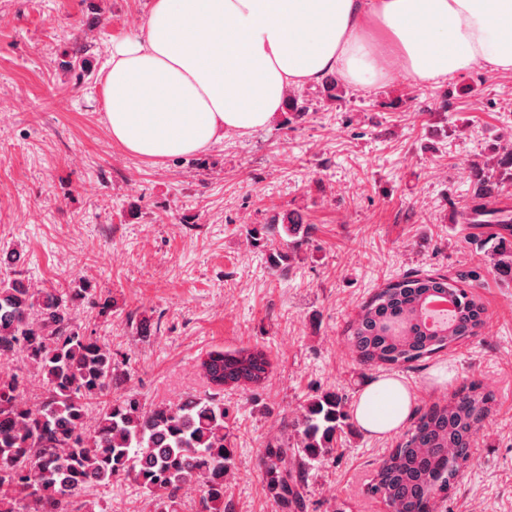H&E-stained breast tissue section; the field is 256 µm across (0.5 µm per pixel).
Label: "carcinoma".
<instances>
[{
    "label": "carcinoma",
    "instance_id": "obj_1",
    "mask_svg": "<svg viewBox=\"0 0 512 512\" xmlns=\"http://www.w3.org/2000/svg\"><path fill=\"white\" fill-rule=\"evenodd\" d=\"M473 205L467 223L486 229L494 243L489 265L512 272V213L485 206L512 183V148L473 171ZM301 222L279 225L273 217L266 235L295 234ZM485 266L460 274H410L390 281L366 302L347 326L355 358L370 367H400L431 357L477 335L487 309L475 289ZM85 289L29 288L0 278V512H96L84 499L93 485L114 479L134 482L150 497L152 512H185L181 491L196 492L192 512H229L224 476L235 465L226 430L223 387L258 385L270 363L261 350H212L201 362L214 392L175 404H148L127 391L130 373L112 347L81 330L70 304ZM456 299L450 323L427 326L426 304ZM43 391L30 395L33 378ZM496 404L494 393L470 382L444 404L413 414L396 446L375 469L366 491L389 512H434L472 456L474 437ZM345 417L342 400L326 394L311 400L286 439L265 445L259 468L269 497L280 512H307L308 470L335 451L336 428Z\"/></svg>",
    "mask_w": 512,
    "mask_h": 512
}]
</instances>
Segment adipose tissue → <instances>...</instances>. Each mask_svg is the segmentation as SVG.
<instances>
[{
    "label": "adipose tissue",
    "instance_id": "obj_1",
    "mask_svg": "<svg viewBox=\"0 0 512 512\" xmlns=\"http://www.w3.org/2000/svg\"><path fill=\"white\" fill-rule=\"evenodd\" d=\"M479 62L512 73V0H150L139 35L112 45L103 109L128 153L190 156L270 127L293 86L338 73L368 88L398 67L438 85ZM413 401L382 375L353 416L383 438Z\"/></svg>",
    "mask_w": 512,
    "mask_h": 512
}]
</instances>
